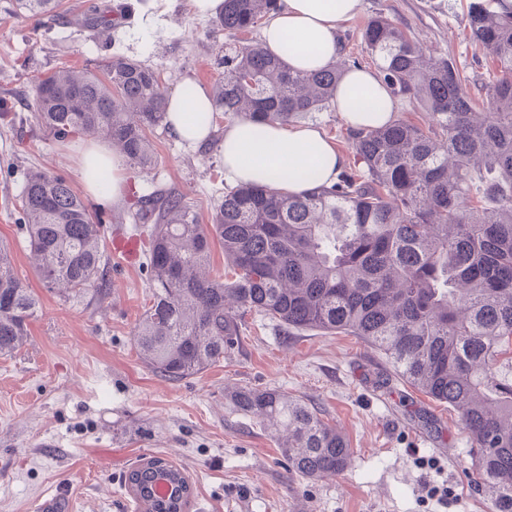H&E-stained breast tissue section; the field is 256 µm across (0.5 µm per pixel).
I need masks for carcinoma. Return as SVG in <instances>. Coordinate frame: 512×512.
I'll return each mask as SVG.
<instances>
[{
    "mask_svg": "<svg viewBox=\"0 0 512 512\" xmlns=\"http://www.w3.org/2000/svg\"><path fill=\"white\" fill-rule=\"evenodd\" d=\"M39 21L61 0H16ZM283 0H224L213 27L251 33ZM82 24L107 39L118 21L104 11ZM472 43L496 67L479 95L448 58L428 59L387 17L361 38L395 98L426 112L347 129L353 152L329 186L283 195L269 186L224 189L211 224L172 193L135 200L134 223L150 225V305L136 326L142 360L180 382L224 360L245 316L258 313L296 331L358 336L396 375L455 411L468 434L471 468L492 512H512V12L473 0ZM213 118L259 125L295 122L333 105L336 64L295 70L262 43L218 46ZM34 119L55 141L103 137L128 162L154 163L147 133L166 127L160 74L115 55L95 67H60L32 88ZM16 208L43 287L64 296H105L103 208L68 180L27 172ZM224 249L227 281L203 272L212 241ZM39 299L0 245V356L17 352ZM238 413L278 435L288 469L306 479L351 465L344 436L301 399L280 389L227 388Z\"/></svg>",
    "mask_w": 512,
    "mask_h": 512,
    "instance_id": "carcinoma-1",
    "label": "carcinoma"
}]
</instances>
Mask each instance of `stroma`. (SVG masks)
<instances>
[{"instance_id": "stroma-1", "label": "stroma", "mask_w": 512, "mask_h": 512, "mask_svg": "<svg viewBox=\"0 0 512 512\" xmlns=\"http://www.w3.org/2000/svg\"><path fill=\"white\" fill-rule=\"evenodd\" d=\"M90 2L64 0L45 26L19 14L15 0H0V242L40 299L26 342L0 356V512H41L59 494L70 512H139L125 477L152 457L184 469L192 485L185 512H491L457 413L402 381L361 338L300 333L255 313L220 365L170 382L134 343L151 298L145 266L109 261L101 300L43 288L15 202L31 168L78 184L74 150L83 140L63 145L37 126L32 77L122 55L160 72L167 90L188 79L208 88L221 71L216 46L261 38L214 32L191 0H124L131 15L102 40L75 24ZM466 3L361 0L339 27L337 63L371 67L361 32L381 14L426 56L451 58L467 74L491 72L490 58L473 62ZM149 139L155 166L125 165L126 186L181 194L210 223L224 186L218 141L194 149L166 130ZM228 386L277 388L317 407L348 440L350 468L318 480L291 473L274 433L227 405ZM442 485L447 496H428Z\"/></svg>"}]
</instances>
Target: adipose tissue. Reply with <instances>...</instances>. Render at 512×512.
I'll return each mask as SVG.
<instances>
[{"instance_id":"obj_1","label":"adipose tissue","mask_w":512,"mask_h":512,"mask_svg":"<svg viewBox=\"0 0 512 512\" xmlns=\"http://www.w3.org/2000/svg\"><path fill=\"white\" fill-rule=\"evenodd\" d=\"M360 0H287L285 10L268 21L262 40L266 47L298 70H315L331 63L339 52V25L357 11ZM351 127H368L394 117L396 103L377 72L356 68L345 74L333 103ZM167 126L178 140L195 148L206 146L213 133L209 122L212 104L195 81H184L168 98ZM224 178L233 184L273 185L283 194L309 192L313 182L303 179L315 169L322 183L335 181L344 157L319 129L307 125H258L237 121L224 130L220 145ZM112 175V195L121 197L124 178L119 153L96 144L82 152L77 164L80 182L91 196L99 190L91 180L94 170Z\"/></svg>"}]
</instances>
